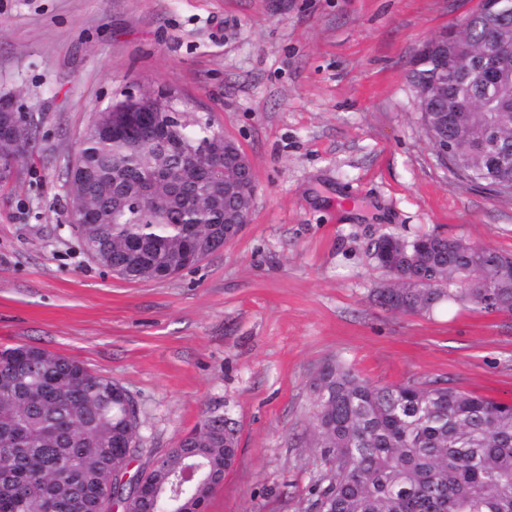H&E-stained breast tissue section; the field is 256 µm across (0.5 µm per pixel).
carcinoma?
I'll return each mask as SVG.
<instances>
[{
	"instance_id": "carcinoma-1",
	"label": "carcinoma",
	"mask_w": 512,
	"mask_h": 512,
	"mask_svg": "<svg viewBox=\"0 0 512 512\" xmlns=\"http://www.w3.org/2000/svg\"><path fill=\"white\" fill-rule=\"evenodd\" d=\"M446 76L433 56L411 72L419 87ZM477 99L466 113L448 165L458 177L512 196V166L493 173L481 161L488 130L512 150V104ZM196 147L212 137L207 123L178 127ZM96 225L93 237L128 281H158L160 267L183 262L193 232L224 239V209L202 204L199 183L221 174L194 166L188 154L159 158L146 140L85 133L78 151ZM146 185L158 205L138 201ZM370 256L389 283L372 299L423 315L446 304L512 316V255L438 234L401 238L381 233ZM315 447L324 474L310 490L314 512H512V403L436 382L378 385L340 359L313 378ZM131 395L80 362L32 345L0 350V512H104L112 502V468L122 439L138 447V424L127 419ZM207 417L170 453L161 479L177 481L188 458L200 478L170 497L142 496L138 512H199L224 467L236 459L238 437Z\"/></svg>"
}]
</instances>
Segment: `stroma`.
I'll use <instances>...</instances> for the list:
<instances>
[{"mask_svg": "<svg viewBox=\"0 0 512 512\" xmlns=\"http://www.w3.org/2000/svg\"><path fill=\"white\" fill-rule=\"evenodd\" d=\"M480 0H0V94L38 140L0 180V349L29 344L119 383L140 469L208 416L237 458L206 512H309L317 368L512 401V317L375 306L379 230L512 253V197L441 165L408 72ZM146 88L190 101L249 156L237 240L173 278L105 275L65 220L96 112Z\"/></svg>", "mask_w": 512, "mask_h": 512, "instance_id": "stroma-1", "label": "stroma"}]
</instances>
